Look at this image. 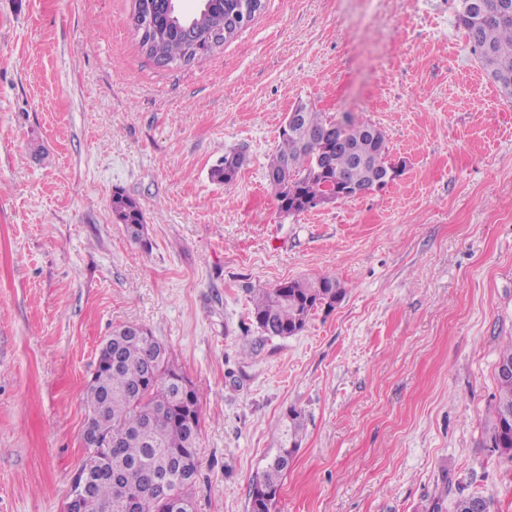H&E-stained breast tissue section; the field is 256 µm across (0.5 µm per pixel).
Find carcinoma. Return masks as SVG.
<instances>
[{
    "label": "carcinoma",
    "instance_id": "obj_1",
    "mask_svg": "<svg viewBox=\"0 0 512 512\" xmlns=\"http://www.w3.org/2000/svg\"><path fill=\"white\" fill-rule=\"evenodd\" d=\"M237 0H202L194 14H177L171 0H150L154 28L136 30L142 53L158 64L189 63L212 53L238 35L234 31L212 45L206 32L224 25V16ZM464 33L481 67L496 77L494 84L512 99V0H483L478 14L457 13ZM306 130L318 138L307 148L301 133L284 127L279 144L267 165V178L277 208L286 213L310 209V200L334 190L344 176L371 184L372 170L358 169L350 156L336 148L331 129L336 120L314 108L304 113ZM358 154L389 163L387 139L377 143L366 130L373 123L347 115L342 121ZM326 156L324 168L316 165ZM244 154H224L211 169V179L228 188L236 180ZM112 213L134 241L143 240L146 224L135 200L120 193L112 197ZM345 294L336 276L324 274L312 280H290L258 291L252 299L253 323L267 336H291L303 330L313 312L333 307ZM110 346L99 349L95 372L98 386L83 395L87 421L98 419L109 438L117 439L112 453L97 449L89 467V495L83 512H194L192 490L198 476L197 447L201 425V394L194 385L184 386L180 371L167 348L151 332L133 336L120 325L108 336ZM498 396L494 419L487 428L485 445L512 460V376L496 375ZM284 439L276 454L253 479L248 512H275L282 479L297 450L303 430L300 413L289 409ZM156 478L170 489L167 498L148 495V482ZM481 503L492 512L491 501L480 496H461L454 512H473Z\"/></svg>",
    "mask_w": 512,
    "mask_h": 512
}]
</instances>
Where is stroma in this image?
I'll return each mask as SVG.
<instances>
[{"instance_id": "obj_1", "label": "stroma", "mask_w": 512, "mask_h": 512, "mask_svg": "<svg viewBox=\"0 0 512 512\" xmlns=\"http://www.w3.org/2000/svg\"><path fill=\"white\" fill-rule=\"evenodd\" d=\"M459 4L265 0L159 67L131 0H0V512H64L94 456L83 392L130 323L202 396L196 512H247L292 407L276 512H512V459L483 443L512 340V101ZM300 103L370 119L402 175L280 213L266 165ZM233 149L227 189L210 171ZM325 273L345 294L304 330L253 323L252 288ZM112 213L123 224L128 236L134 241H142L146 224L144 215L135 200L121 193L112 197Z\"/></svg>"}]
</instances>
